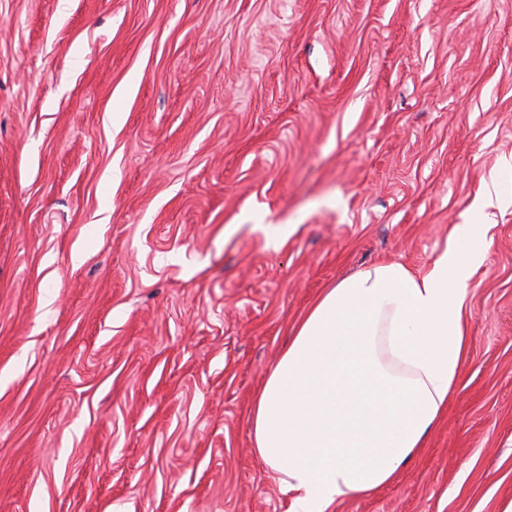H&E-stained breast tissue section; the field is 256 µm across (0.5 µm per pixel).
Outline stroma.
<instances>
[{
  "label": "stroma",
  "instance_id": "1",
  "mask_svg": "<svg viewBox=\"0 0 512 512\" xmlns=\"http://www.w3.org/2000/svg\"><path fill=\"white\" fill-rule=\"evenodd\" d=\"M512 170V0H0V512H289L257 393L326 289ZM448 407L327 512L512 503V197Z\"/></svg>",
  "mask_w": 512,
  "mask_h": 512
}]
</instances>
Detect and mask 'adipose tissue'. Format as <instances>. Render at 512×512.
Instances as JSON below:
<instances>
[{
  "mask_svg": "<svg viewBox=\"0 0 512 512\" xmlns=\"http://www.w3.org/2000/svg\"><path fill=\"white\" fill-rule=\"evenodd\" d=\"M485 215L415 272L384 262L326 290L267 377L254 454L290 512L373 493L411 460L448 406L465 359L468 280Z\"/></svg>",
  "mask_w": 512,
  "mask_h": 512,
  "instance_id": "1",
  "label": "adipose tissue"
}]
</instances>
